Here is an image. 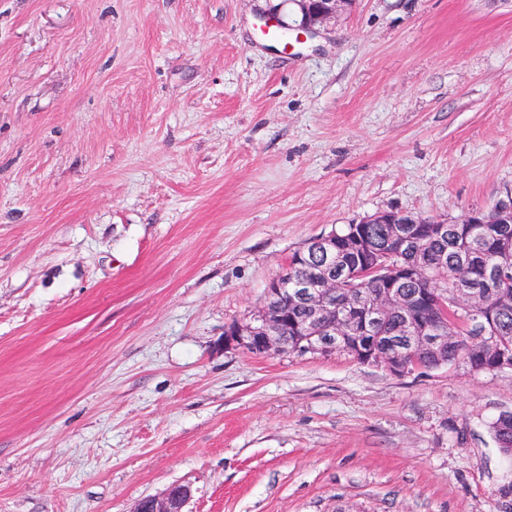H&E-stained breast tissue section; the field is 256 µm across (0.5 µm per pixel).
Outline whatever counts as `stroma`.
I'll return each mask as SVG.
<instances>
[{"instance_id": "obj_1", "label": "stroma", "mask_w": 512, "mask_h": 512, "mask_svg": "<svg viewBox=\"0 0 512 512\" xmlns=\"http://www.w3.org/2000/svg\"><path fill=\"white\" fill-rule=\"evenodd\" d=\"M0 0V512H512V371L224 328L311 239L512 189V0ZM281 2L294 4L301 15L300 22L290 25L279 17L277 9L269 13L279 27L296 31L298 43H304L309 37L316 34L318 27L324 26L336 16L345 11L353 0H283ZM192 495L189 485L175 484L159 497L142 498L135 505L133 512H185L184 507Z\"/></svg>"}]
</instances>
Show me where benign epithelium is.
Here are the masks:
<instances>
[{
  "mask_svg": "<svg viewBox=\"0 0 512 512\" xmlns=\"http://www.w3.org/2000/svg\"><path fill=\"white\" fill-rule=\"evenodd\" d=\"M296 6L300 22L291 25L270 13L282 28L296 32L299 43L316 34L345 11L353 0H283ZM496 223L512 224V191L495 202ZM381 224L390 251L377 253L352 267H339L346 252L364 253L372 249L368 225ZM463 234L458 225L431 220L407 210L381 211L352 225L345 240L334 234L321 235L297 252L295 264L305 265L310 256L322 260L320 270L311 278L288 285V276L280 275L266 289L257 314L251 321L233 325L224 331V347H242L248 351L309 353L344 351L350 344L360 345L363 336H382L392 319L400 326L390 331L378 350L370 347L352 352V358L381 368L391 375L402 376L422 369L418 356L426 353L431 367L440 368L448 361V345L455 338L448 335V312L468 313L478 306L481 294L476 288L464 287L467 266H459L454 279L457 287L449 290L426 287L418 293L405 291L411 282L431 280L430 269L418 262L401 261L402 254L415 250L418 238L426 235L445 239L448 233ZM371 279L377 288L368 291L354 284ZM301 306L306 315L299 318L295 308ZM295 336L288 345V334ZM193 495L188 485L175 484L161 496L141 499L133 512H184Z\"/></svg>",
  "mask_w": 512,
  "mask_h": 512,
  "instance_id": "benign-epithelium-1",
  "label": "benign epithelium"
}]
</instances>
